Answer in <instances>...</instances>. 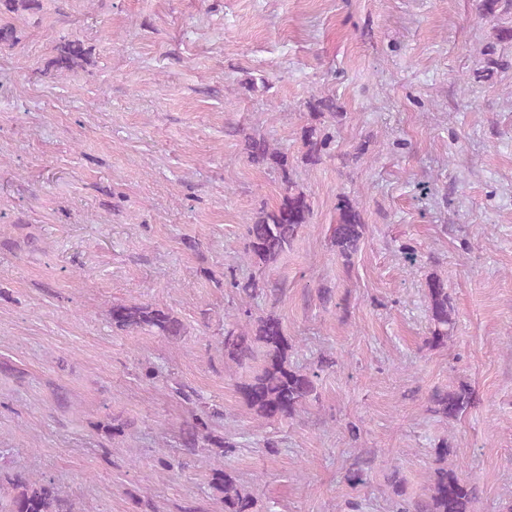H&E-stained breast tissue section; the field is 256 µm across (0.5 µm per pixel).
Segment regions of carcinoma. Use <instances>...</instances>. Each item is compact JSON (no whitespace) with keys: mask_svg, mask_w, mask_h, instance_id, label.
<instances>
[{"mask_svg":"<svg viewBox=\"0 0 512 512\" xmlns=\"http://www.w3.org/2000/svg\"><path fill=\"white\" fill-rule=\"evenodd\" d=\"M41 0H0V47L16 46L20 31L16 19H32L41 10ZM476 9L482 19H495L512 11V0H477ZM512 42V26L495 28L494 42L481 51L483 65L474 78L490 79L508 63L497 55L496 44ZM91 50L77 37L63 35L53 48L45 73L61 77L90 64ZM313 123L302 129L301 160L315 166L330 155L333 135L315 124L324 114L336 118V100L329 96H314L307 102ZM248 158L259 166L278 171L281 182L279 203L257 213L253 222L245 225L244 258L262 266L275 263L291 247L301 230L311 220L310 194L298 182L288 153L272 145L264 137L248 138ZM364 224L355 199L343 193L336 205V223L329 225V241L337 258L349 265L365 239ZM229 286L240 297L233 319L224 326L220 341L224 362L243 369L257 365L253 375L236 384L240 402L260 421L293 419L305 406L317 398L318 372L336 365L333 358H324L313 369L292 363L293 345L282 320L273 312L254 315L252 302L263 295H277L282 289L266 288L265 282L231 278ZM429 336L428 348L447 345L456 327L453 305L448 296V280L431 274L425 282ZM112 326L120 331L135 333L142 330L159 336L175 337L184 332L182 321L171 312L150 304L128 302L112 305ZM476 403L474 390L461 383L453 388L436 389L430 397V412L442 421L450 422L465 415ZM224 414L201 408L184 427L183 447L189 452L198 448H216L222 458L233 456L237 446L231 438L217 433L216 420ZM437 467L429 477L427 491L417 498H407L398 484L393 492L398 497L393 512H472L477 499V486L463 473L457 449L444 438L435 446ZM9 485L11 492L0 512H74L69 500L52 480L37 479L26 473H0V485ZM210 488L222 494L224 512H254L255 498L243 488L231 473L220 465L212 470Z\"/></svg>","mask_w":512,"mask_h":512,"instance_id":"carcinoma-1","label":"carcinoma"}]
</instances>
